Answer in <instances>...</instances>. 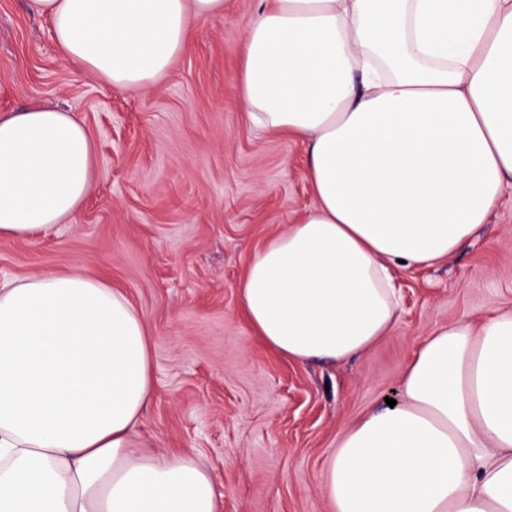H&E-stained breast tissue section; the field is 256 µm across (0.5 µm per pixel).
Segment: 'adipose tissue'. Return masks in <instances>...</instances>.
<instances>
[{"label": "adipose tissue", "mask_w": 512, "mask_h": 512, "mask_svg": "<svg viewBox=\"0 0 512 512\" xmlns=\"http://www.w3.org/2000/svg\"><path fill=\"white\" fill-rule=\"evenodd\" d=\"M227 0H28L62 58L136 91ZM252 122L308 144L313 207L240 283L282 357L335 363L390 332V264L461 249L512 181V0H265L240 47ZM96 177L74 113L0 117V237L77 214ZM154 389L150 333L83 268L0 280V512H217L186 454L134 428ZM402 400L342 433L322 475L331 512H512V311L432 331Z\"/></svg>", "instance_id": "obj_1"}]
</instances>
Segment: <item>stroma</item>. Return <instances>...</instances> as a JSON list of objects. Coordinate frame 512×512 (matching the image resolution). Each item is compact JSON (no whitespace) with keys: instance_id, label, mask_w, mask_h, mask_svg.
<instances>
[{"instance_id":"obj_1","label":"stroma","mask_w":512,"mask_h":512,"mask_svg":"<svg viewBox=\"0 0 512 512\" xmlns=\"http://www.w3.org/2000/svg\"><path fill=\"white\" fill-rule=\"evenodd\" d=\"M261 0L191 21L187 50L150 86L111 87L63 62L48 19L0 0V114L38 101L90 131L97 178L48 237L0 239V274L74 267L121 288L151 334L155 390L138 425L154 452L195 456L218 512H330L322 473L342 430L400 399L424 336L512 310V184L470 243L392 269L401 296L383 340L333 365L291 363L255 335L240 282L257 251L312 207L308 145L254 125L238 46Z\"/></svg>"}]
</instances>
